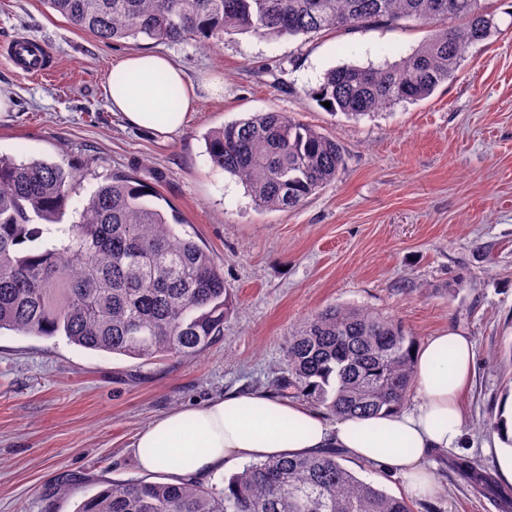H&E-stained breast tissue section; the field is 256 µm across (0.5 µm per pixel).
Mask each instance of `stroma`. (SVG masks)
I'll return each mask as SVG.
<instances>
[{
  "mask_svg": "<svg viewBox=\"0 0 512 512\" xmlns=\"http://www.w3.org/2000/svg\"><path fill=\"white\" fill-rule=\"evenodd\" d=\"M499 35L471 46L453 79L417 103L356 119L311 93L342 64L383 66L422 40L418 28L269 40L225 34L218 48L151 40L105 43L43 0H0V40H40L52 75L0 60V154L89 170L72 206L113 170L155 188L224 271L234 308L224 334L193 358L151 361L0 331V512H76L107 483L141 478L137 431L155 417L230 391L279 393L295 327L334 304L398 319L417 342L472 340L476 376L462 401L467 444L432 457L438 490L413 512H499L449 465L496 470L481 445L491 417L512 414V0H493ZM169 55L202 92L181 131L125 127L105 86L127 53ZM295 115L345 148L336 180L293 211L258 209L213 167L205 135L257 112ZM69 485L67 495L57 494Z\"/></svg>",
  "mask_w": 512,
  "mask_h": 512,
  "instance_id": "stroma-1",
  "label": "stroma"
}]
</instances>
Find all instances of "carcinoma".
Returning a JSON list of instances; mask_svg holds the SVG:
<instances>
[{
	"label": "carcinoma",
	"instance_id": "carcinoma-1",
	"mask_svg": "<svg viewBox=\"0 0 512 512\" xmlns=\"http://www.w3.org/2000/svg\"><path fill=\"white\" fill-rule=\"evenodd\" d=\"M103 42L147 38L213 44L227 31L268 39L419 26L424 40L381 67L342 65L312 92L347 117L431 96L468 48L497 32L488 0H44ZM214 167L239 178L264 210L300 207L334 181L344 149L290 113L259 112L209 132ZM83 168L0 155V330L62 335L93 351L150 361L196 356L224 334L233 301L210 251L177 234L176 211L131 173L109 174L62 223ZM416 340L390 316L332 305L295 328L280 390L330 414L371 417L403 407ZM453 466L512 512V492L467 458ZM77 512H412L359 479L336 452L253 462L223 487L131 480L102 487Z\"/></svg>",
	"mask_w": 512,
	"mask_h": 512
}]
</instances>
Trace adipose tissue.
<instances>
[{"mask_svg": "<svg viewBox=\"0 0 512 512\" xmlns=\"http://www.w3.org/2000/svg\"><path fill=\"white\" fill-rule=\"evenodd\" d=\"M180 104L167 109L170 90ZM201 91L169 57L136 51L113 68L108 103L131 127L161 135L180 131ZM417 403L375 417L327 421L299 401L264 391L229 393L163 414L143 427L133 448L139 470L201 481L245 462L315 455L339 448L352 461L401 476L407 493L425 496L438 483L426 461L463 441L461 403L475 376L471 340L442 332L417 346Z\"/></svg>", "mask_w": 512, "mask_h": 512, "instance_id": "obj_1", "label": "adipose tissue"}]
</instances>
